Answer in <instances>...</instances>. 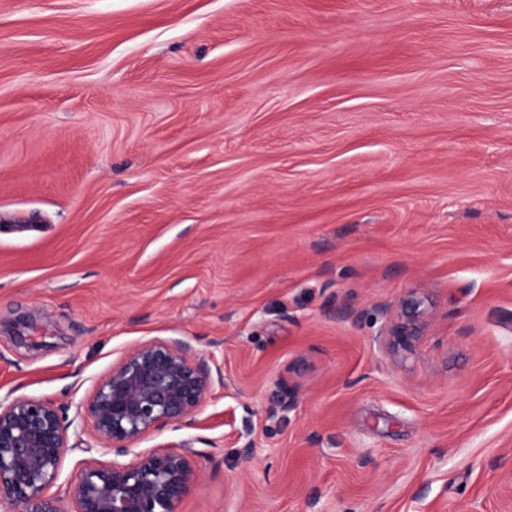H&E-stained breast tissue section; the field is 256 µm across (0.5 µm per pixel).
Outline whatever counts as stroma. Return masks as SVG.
<instances>
[{
  "label": "stroma",
  "mask_w": 512,
  "mask_h": 512,
  "mask_svg": "<svg viewBox=\"0 0 512 512\" xmlns=\"http://www.w3.org/2000/svg\"><path fill=\"white\" fill-rule=\"evenodd\" d=\"M153 338L227 385L116 456L81 406ZM18 397L70 423L63 500L161 444L201 473L177 512H512V0H0ZM430 315V305L417 291H411L403 297L390 325L381 335L387 352L394 357L402 355L409 348L413 337L419 335Z\"/></svg>",
  "instance_id": "35a3bbf8"
}]
</instances>
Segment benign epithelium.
Wrapping results in <instances>:
<instances>
[{
	"mask_svg": "<svg viewBox=\"0 0 512 512\" xmlns=\"http://www.w3.org/2000/svg\"><path fill=\"white\" fill-rule=\"evenodd\" d=\"M431 315L416 291L403 297L383 334L388 353L405 352ZM224 372L182 339H156L128 351L82 404L102 448L118 455L165 427L193 426ZM61 410L38 398L0 403V512H177L200 472L192 456L159 445L129 464L87 460L70 483L74 510L48 493L68 448Z\"/></svg>",
	"mask_w": 512,
	"mask_h": 512,
	"instance_id": "7a95c632",
	"label": "benign epithelium"
}]
</instances>
